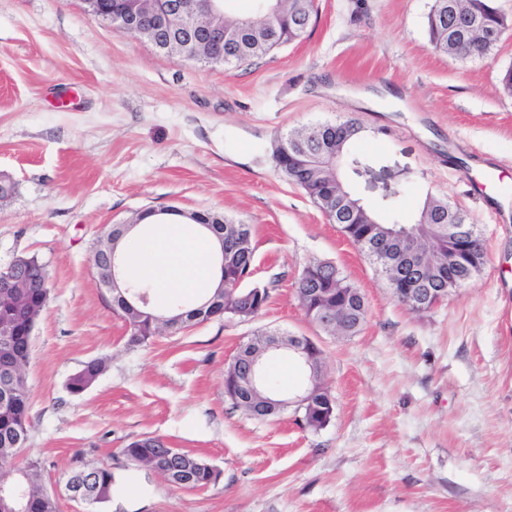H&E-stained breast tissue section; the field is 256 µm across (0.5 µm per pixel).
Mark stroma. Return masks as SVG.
Masks as SVG:
<instances>
[{"mask_svg": "<svg viewBox=\"0 0 512 512\" xmlns=\"http://www.w3.org/2000/svg\"><path fill=\"white\" fill-rule=\"evenodd\" d=\"M297 41L237 65L192 64L114 29L82 0H0V267L34 256L52 300L26 368L30 440L60 512H512V29L493 54L436 53L432 0H316ZM357 119L353 154L407 169L385 222L414 223L426 197L474 224L482 271L437 307L396 302L374 265L272 160L276 138ZM496 179L484 183L487 170ZM173 206L252 225L249 321L215 319L126 344L92 266L110 225ZM365 296L361 330L337 337L296 298L309 262ZM311 337L335 414L258 420L224 396V369L258 330ZM103 374L79 395L71 375ZM158 436L220 473L204 490L126 464ZM110 466L109 501L69 499L74 462ZM106 367L104 359H92L85 362L82 369L69 378L67 389L74 395L83 393L106 370Z\"/></svg>", "mask_w": 512, "mask_h": 512, "instance_id": "35a3bbf8", "label": "stroma"}]
</instances>
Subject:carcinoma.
Returning <instances> with one entry per match:
<instances>
[{
    "label": "carcinoma",
    "mask_w": 512,
    "mask_h": 512,
    "mask_svg": "<svg viewBox=\"0 0 512 512\" xmlns=\"http://www.w3.org/2000/svg\"><path fill=\"white\" fill-rule=\"evenodd\" d=\"M471 11L481 15L485 24L494 32V38L478 47H465L461 50L462 59L466 61L481 60L487 57L501 42L508 28L506 17L495 7L493 0H470ZM317 15L315 0H282L278 13L269 16V22L276 28L280 45H286L301 37L309 29L313 16ZM429 41L433 49L443 55L456 54L448 45V19L439 11V0H433V5L427 16ZM274 50L265 44L261 31H256L249 39L246 56L243 61L260 58ZM298 132L291 131L278 136L273 145L272 157L279 173L289 182L301 187L313 199L322 212L339 224L341 231L353 242L361 238L362 229L368 220L381 222L379 211L393 208L402 191V184L407 175H402L392 185L377 190L376 209H361L352 206L349 210L336 214V186L331 183L330 171L317 165L311 169L309 179H304L300 171L292 168L290 154L299 146L293 137ZM350 142H345L341 149H336V143H317L316 150L329 152L339 151L335 162L342 165L351 177H362V172L376 168V162L352 154ZM196 224H220L224 226V244L235 249L232 261L224 265L220 272L217 288L198 298L191 304L174 301L163 305V311L143 309L136 319L131 322L132 329L127 336L130 346L143 345L159 335V320L163 317L170 321L181 317L200 324L206 320L221 319L235 314L224 312L225 290L230 289L243 276L254 270L255 246L253 244L252 225L236 222L224 216L209 212H200L192 217ZM416 223L421 225L418 236L430 237L436 251L442 260H448L452 254L448 245V225L464 224L465 217L448 200L428 197L419 210ZM351 288L353 284L339 276L336 267L327 262H311L301 272L297 282V299L301 308L308 311L318 308L327 297L339 301L343 306L353 310L355 317L350 328H355L358 320H366L368 308L365 297L361 292L340 294L337 287ZM269 301L268 288H260L250 304V311L241 314L242 320L253 318L266 307ZM50 302V290L47 288H31L19 297L21 307L35 315H41ZM106 370V361L92 359L83 364L80 371L72 375L67 383L70 393L77 395L88 389ZM239 387L231 369L224 372V395L232 405L245 414L268 419L280 415L281 408H271L267 411L258 410L249 404L234 398ZM328 395L321 393L315 398V405L310 411L302 414L304 427L318 431L326 427L331 418L324 415V405ZM30 391L23 388L11 396L5 404L0 403V484L18 486L16 497L0 498V512H59L57 497L46 492L41 482V463L37 460L26 459L17 467H10L11 461L18 458L21 451L27 447L30 438ZM122 455L132 465L147 467L162 476L171 485L183 488L185 480L195 489H204L216 482L219 472L211 467L204 459L188 451L181 452L182 467L174 469L166 457L164 441L160 437H149L130 442L121 449ZM66 483H79L86 486L88 504L104 503L112 498L114 474L107 466L93 468H73L66 474Z\"/></svg>",
    "instance_id": "obj_1"
}]
</instances>
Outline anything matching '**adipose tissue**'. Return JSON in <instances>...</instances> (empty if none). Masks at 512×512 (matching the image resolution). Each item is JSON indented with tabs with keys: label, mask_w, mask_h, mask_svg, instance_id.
<instances>
[{
	"label": "adipose tissue",
	"mask_w": 512,
	"mask_h": 512,
	"mask_svg": "<svg viewBox=\"0 0 512 512\" xmlns=\"http://www.w3.org/2000/svg\"><path fill=\"white\" fill-rule=\"evenodd\" d=\"M134 274L146 279L158 292L173 288L205 291L215 288L219 278L210 264L217 244L198 224L185 217L173 218L155 235L143 228L130 230L118 245Z\"/></svg>",
	"instance_id": "ef3b65f1"
}]
</instances>
